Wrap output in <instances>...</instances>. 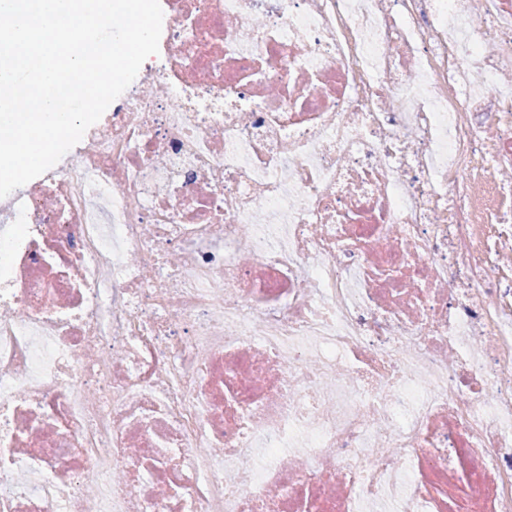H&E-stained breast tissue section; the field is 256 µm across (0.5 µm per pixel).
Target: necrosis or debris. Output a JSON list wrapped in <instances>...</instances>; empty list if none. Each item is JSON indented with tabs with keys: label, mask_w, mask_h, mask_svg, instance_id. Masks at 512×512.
Wrapping results in <instances>:
<instances>
[{
	"label": "necrosis or debris",
	"mask_w": 512,
	"mask_h": 512,
	"mask_svg": "<svg viewBox=\"0 0 512 512\" xmlns=\"http://www.w3.org/2000/svg\"><path fill=\"white\" fill-rule=\"evenodd\" d=\"M0 206V512H512V0H164Z\"/></svg>",
	"instance_id": "obj_1"
}]
</instances>
